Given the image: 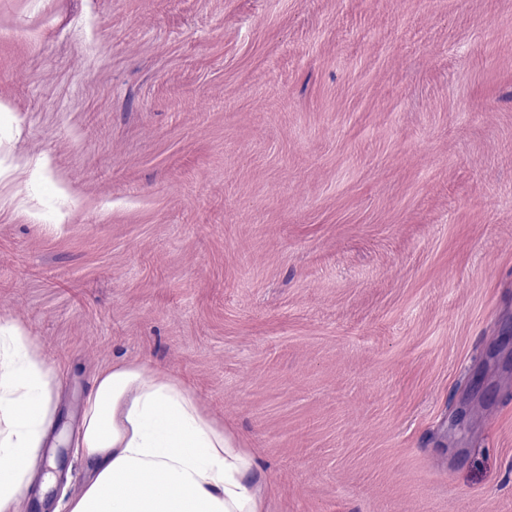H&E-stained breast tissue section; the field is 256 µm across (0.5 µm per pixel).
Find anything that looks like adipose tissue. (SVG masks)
Segmentation results:
<instances>
[{
    "mask_svg": "<svg viewBox=\"0 0 512 512\" xmlns=\"http://www.w3.org/2000/svg\"><path fill=\"white\" fill-rule=\"evenodd\" d=\"M55 367L0 320V512H17L55 421ZM76 445L94 475L70 512H267L255 454L181 380L136 361L100 371Z\"/></svg>",
    "mask_w": 512,
    "mask_h": 512,
    "instance_id": "1",
    "label": "adipose tissue"
}]
</instances>
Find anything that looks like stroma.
<instances>
[{
    "label": "stroma",
    "mask_w": 512,
    "mask_h": 512,
    "mask_svg": "<svg viewBox=\"0 0 512 512\" xmlns=\"http://www.w3.org/2000/svg\"><path fill=\"white\" fill-rule=\"evenodd\" d=\"M0 319L76 436L178 377L268 512H512V0H0ZM38 461L26 512L91 473Z\"/></svg>",
    "instance_id": "stroma-1"
}]
</instances>
